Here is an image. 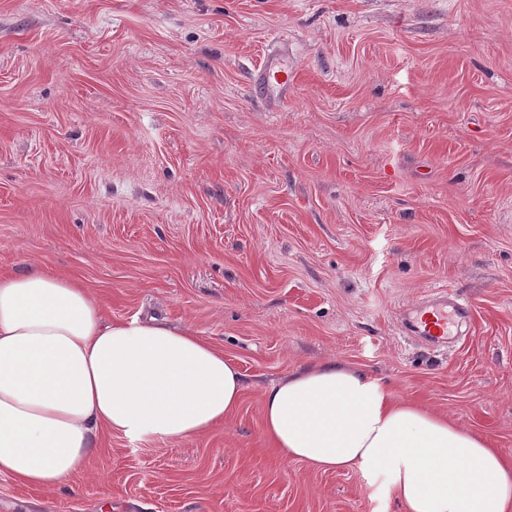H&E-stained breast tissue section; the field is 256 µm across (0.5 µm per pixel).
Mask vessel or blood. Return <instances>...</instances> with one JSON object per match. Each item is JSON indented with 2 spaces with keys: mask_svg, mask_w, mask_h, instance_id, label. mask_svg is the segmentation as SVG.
<instances>
[{
  "mask_svg": "<svg viewBox=\"0 0 512 512\" xmlns=\"http://www.w3.org/2000/svg\"><path fill=\"white\" fill-rule=\"evenodd\" d=\"M470 311L468 302L443 290L406 309L401 324L406 335L421 337L432 345H442L449 337L457 335L460 322L469 318Z\"/></svg>",
  "mask_w": 512,
  "mask_h": 512,
  "instance_id": "vessel-or-blood-1",
  "label": "vessel or blood"
}]
</instances>
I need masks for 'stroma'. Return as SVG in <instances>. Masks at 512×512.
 I'll return each mask as SVG.
<instances>
[{
    "label": "stroma",
    "mask_w": 512,
    "mask_h": 512,
    "mask_svg": "<svg viewBox=\"0 0 512 512\" xmlns=\"http://www.w3.org/2000/svg\"><path fill=\"white\" fill-rule=\"evenodd\" d=\"M33 267L246 385L68 486L0 476V512H404L266 437L262 388L332 359L512 455V0H0V271ZM440 290L472 316L433 348L401 314Z\"/></svg>",
    "instance_id": "stroma-1"
}]
</instances>
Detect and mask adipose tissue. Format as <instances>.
<instances>
[{"label":"adipose tissue","instance_id":"adipose-tissue-1","mask_svg":"<svg viewBox=\"0 0 512 512\" xmlns=\"http://www.w3.org/2000/svg\"><path fill=\"white\" fill-rule=\"evenodd\" d=\"M244 387L191 327L111 319L61 273H0V476L60 487L86 469L101 429L132 441L199 435L236 410ZM261 397L286 458L385 472L406 512H512V458L364 370L305 366Z\"/></svg>","mask_w":512,"mask_h":512}]
</instances>
